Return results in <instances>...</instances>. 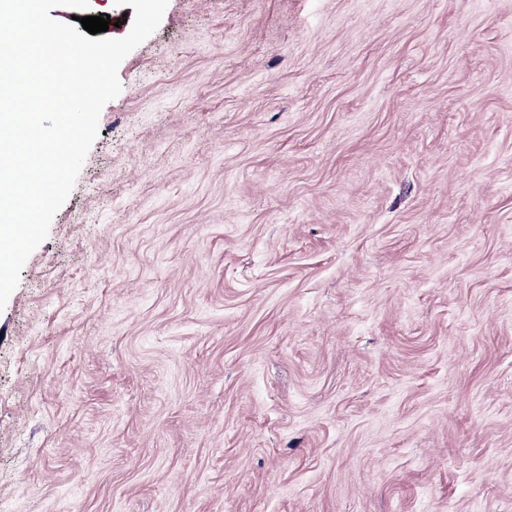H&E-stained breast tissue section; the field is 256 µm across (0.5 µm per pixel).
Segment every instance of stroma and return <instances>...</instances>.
I'll return each instance as SVG.
<instances>
[{
  "label": "stroma",
  "mask_w": 512,
  "mask_h": 512,
  "mask_svg": "<svg viewBox=\"0 0 512 512\" xmlns=\"http://www.w3.org/2000/svg\"><path fill=\"white\" fill-rule=\"evenodd\" d=\"M0 309V512H512V0H168Z\"/></svg>",
  "instance_id": "1"
}]
</instances>
